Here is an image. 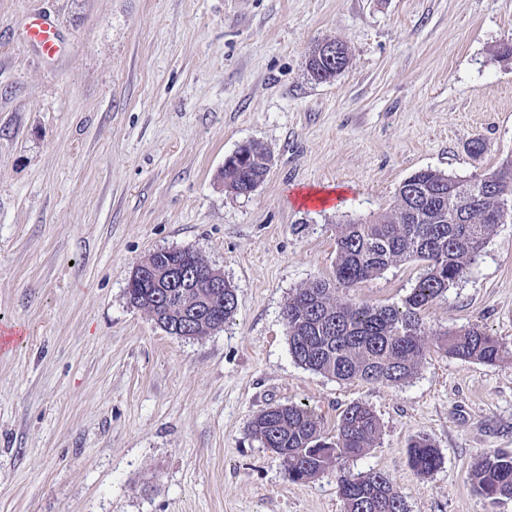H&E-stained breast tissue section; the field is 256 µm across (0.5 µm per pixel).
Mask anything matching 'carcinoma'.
I'll list each match as a JSON object with an SVG mask.
<instances>
[{
	"label": "carcinoma",
	"mask_w": 512,
	"mask_h": 512,
	"mask_svg": "<svg viewBox=\"0 0 512 512\" xmlns=\"http://www.w3.org/2000/svg\"><path fill=\"white\" fill-rule=\"evenodd\" d=\"M347 63V48L338 41L334 63L313 58L308 68L312 78L327 81ZM247 153V161L223 171L224 185L237 195L269 172V158L258 145L249 144ZM396 195L391 212L336 225L334 282L317 279L289 296L284 316L289 351L298 365L345 382L400 384L413 377L427 345L422 313L466 274L494 228L512 223V158L468 179L422 169L401 182ZM164 260L185 271L192 286L169 288L145 280L126 289L129 304L147 310L163 331L175 336L191 339L223 329L237 307L232 285L207 287V263L190 248H172ZM405 260L421 261L424 269L401 304L378 307L338 298V291ZM189 303L200 312L178 331ZM433 345L451 358L484 364L496 363L504 351L498 337L476 327L438 333ZM380 429L376 414L359 403L340 412L330 442L322 435L319 416L301 405H275L250 422L251 432L283 459L295 483L314 478L338 458L366 454ZM408 456L419 475L429 476L441 465L438 449L425 436L409 443ZM471 480L474 490L493 504L512 499V453L480 455ZM338 493L345 512H408L390 477L380 471L341 477Z\"/></svg>",
	"instance_id": "cac0c4a2"
}]
</instances>
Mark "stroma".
Returning a JSON list of instances; mask_svg holds the SVG:
<instances>
[{
  "mask_svg": "<svg viewBox=\"0 0 512 512\" xmlns=\"http://www.w3.org/2000/svg\"><path fill=\"white\" fill-rule=\"evenodd\" d=\"M37 12L68 43L56 61L17 36ZM329 39L349 62L319 82L307 60ZM510 43L512 0H0V326L26 329L0 350V512H345L340 477L370 470L409 512H512L470 476L512 452V224L423 316L429 335L502 339L494 364L431 348L401 385L339 382L292 359L283 315L332 279L337 224L390 212L419 170L512 157ZM247 142L271 169L239 196L221 173ZM161 247L223 271V330L181 338L128 303ZM422 272L403 261L340 296L395 305ZM289 403L328 437L368 406L375 448L290 481L249 431ZM421 435L442 458L428 477L408 459Z\"/></svg>",
  "mask_w": 512,
  "mask_h": 512,
  "instance_id": "stroma-1",
  "label": "stroma"
}]
</instances>
